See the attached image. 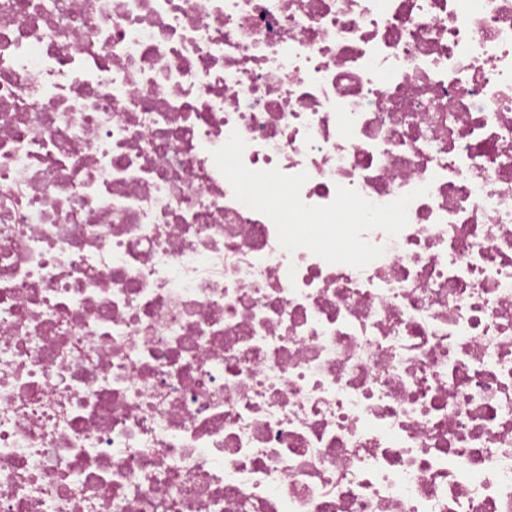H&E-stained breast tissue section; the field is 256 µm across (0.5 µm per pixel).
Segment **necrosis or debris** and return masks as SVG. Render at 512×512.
<instances>
[{"label":"necrosis or debris","instance_id":"1","mask_svg":"<svg viewBox=\"0 0 512 512\" xmlns=\"http://www.w3.org/2000/svg\"><path fill=\"white\" fill-rule=\"evenodd\" d=\"M0 512H512V0H0Z\"/></svg>","mask_w":512,"mask_h":512}]
</instances>
